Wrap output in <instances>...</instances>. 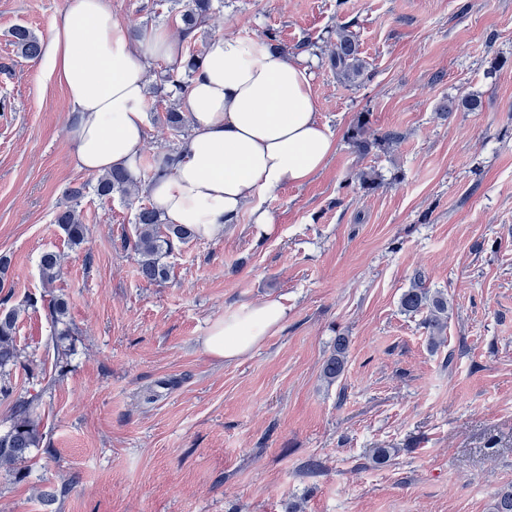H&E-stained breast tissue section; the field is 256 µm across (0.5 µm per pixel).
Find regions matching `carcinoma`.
I'll list each match as a JSON object with an SVG mask.
<instances>
[{"instance_id":"obj_1","label":"carcinoma","mask_w":512,"mask_h":512,"mask_svg":"<svg viewBox=\"0 0 512 512\" xmlns=\"http://www.w3.org/2000/svg\"><path fill=\"white\" fill-rule=\"evenodd\" d=\"M215 13L214 0H187L181 14V33L191 34L206 25ZM11 42L21 57L36 60L42 54L40 40L26 27L17 26L11 31ZM201 52L194 46L187 47L184 60L176 61L168 67L163 82L154 87V93L166 102H176L187 92V78L194 76ZM324 57L336 76L345 83L355 84L361 80L366 65L360 57L358 42L348 32L337 33L336 42L330 45ZM165 122L176 136L185 135L186 121L181 113L167 107ZM348 144L361 157L369 155L373 149L401 139L398 132H386L381 136L371 135L368 113H359L346 131ZM359 189L366 193L377 190L381 183L372 170L361 171L357 175ZM96 194L105 199L114 195L127 198L135 193L127 173L114 169L98 177ZM54 223L58 224L68 241L74 246L88 242L90 228L84 224L80 213L73 205L56 211ZM135 236L125 241L137 257L138 272L148 283L162 282L167 278L168 268L164 259L172 252L175 244L184 243L196 237L195 231L185 224L164 222L160 211L152 205L141 204L134 214ZM61 256L54 251H45L39 258V271L44 283H53L58 275ZM403 313L425 315L424 325L431 343L436 345L444 340L448 326V295L442 291L432 292L426 288L422 277L401 294L399 300ZM20 309L0 310V396L10 400V406L0 417V468L21 480L25 474L20 464L26 462L32 449L40 447L43 441L41 428L42 392H14L8 386L10 372L21 353L15 341L16 325ZM68 314V302L61 296L52 297L47 305V316L53 323H62ZM349 346V337L340 333L336 336L331 355L322 366L323 379L332 384L343 374ZM491 512H512V487L500 490L494 497Z\"/></svg>"}]
</instances>
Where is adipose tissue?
Wrapping results in <instances>:
<instances>
[{"label":"adipose tissue","mask_w":512,"mask_h":512,"mask_svg":"<svg viewBox=\"0 0 512 512\" xmlns=\"http://www.w3.org/2000/svg\"><path fill=\"white\" fill-rule=\"evenodd\" d=\"M181 53L180 39L166 27L133 36L109 0H68L52 22L43 65L69 100L74 168L96 175L125 169L169 223L189 225L203 237L237 223L245 209L253 224L270 228L264 197L308 182L334 148L312 97L309 66L258 39H211L181 100L189 143L165 175L146 180L149 68ZM286 316L276 301L240 305L211 324L204 350L238 360Z\"/></svg>","instance_id":"obj_1"}]
</instances>
